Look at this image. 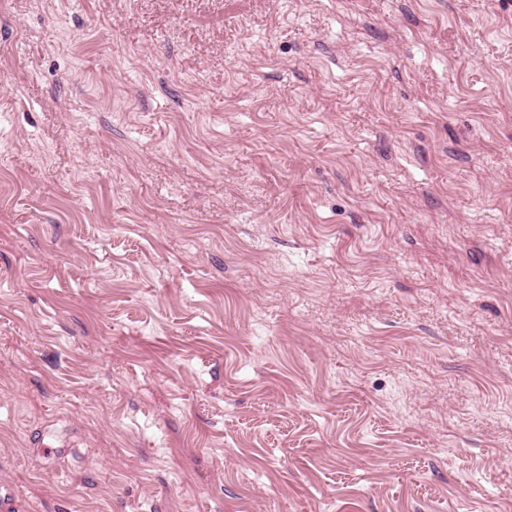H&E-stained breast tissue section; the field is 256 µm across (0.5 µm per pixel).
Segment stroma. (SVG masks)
Here are the masks:
<instances>
[{
  "instance_id": "obj_1",
  "label": "stroma",
  "mask_w": 512,
  "mask_h": 512,
  "mask_svg": "<svg viewBox=\"0 0 512 512\" xmlns=\"http://www.w3.org/2000/svg\"><path fill=\"white\" fill-rule=\"evenodd\" d=\"M0 484L512 512V0H0Z\"/></svg>"
}]
</instances>
